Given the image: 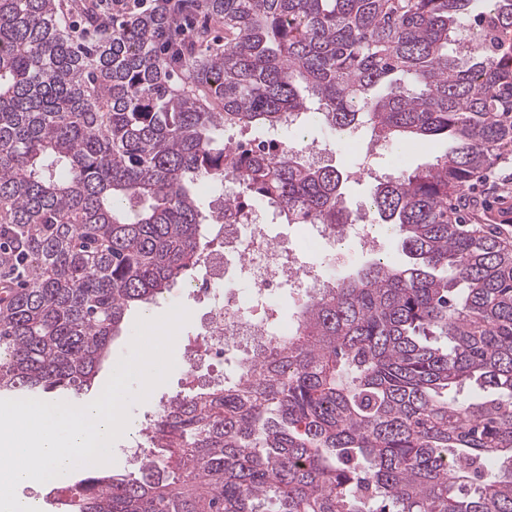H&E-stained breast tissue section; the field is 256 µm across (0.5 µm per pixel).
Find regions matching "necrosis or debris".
Here are the masks:
<instances>
[{"label":"necrosis or debris","instance_id":"necrosis-or-debris-1","mask_svg":"<svg viewBox=\"0 0 512 512\" xmlns=\"http://www.w3.org/2000/svg\"><path fill=\"white\" fill-rule=\"evenodd\" d=\"M224 196L234 205L214 209L211 231L219 245L210 250L204 273L193 278L196 293L209 301L210 310L201 350L185 357L191 372L231 351L242 360L263 356L271 342L293 330L292 319L284 318L274 301L276 293L286 289L306 296L335 282L330 267L305 261L295 248L272 240L235 177L225 178ZM232 259L249 283L246 291L226 292L220 286Z\"/></svg>","mask_w":512,"mask_h":512}]
</instances>
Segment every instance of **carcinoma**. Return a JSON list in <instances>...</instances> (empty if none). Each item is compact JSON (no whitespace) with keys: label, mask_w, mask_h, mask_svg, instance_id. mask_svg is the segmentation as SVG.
Returning a JSON list of instances; mask_svg holds the SVG:
<instances>
[{"label":"carcinoma","mask_w":512,"mask_h":512,"mask_svg":"<svg viewBox=\"0 0 512 512\" xmlns=\"http://www.w3.org/2000/svg\"><path fill=\"white\" fill-rule=\"evenodd\" d=\"M197 6L224 45L195 30L175 60L164 37ZM66 13L99 25L93 2L0 0V399L98 391L127 311L204 263L224 129L306 112L454 146L373 188L406 264L308 297L261 359L158 410L137 471L56 485L58 512H512V250L448 215L512 146V0H188L94 40ZM235 175L290 224L353 223L349 175L295 146Z\"/></svg>","instance_id":"carcinoma-1"}]
</instances>
